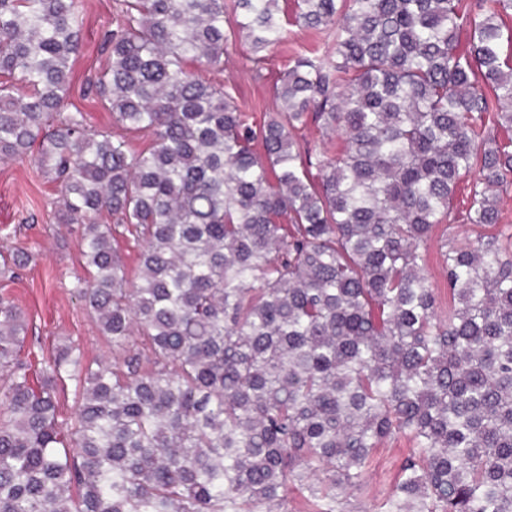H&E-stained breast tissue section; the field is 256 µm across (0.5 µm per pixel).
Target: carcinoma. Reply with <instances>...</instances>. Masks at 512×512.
I'll list each match as a JSON object with an SVG mask.
<instances>
[{"instance_id": "carcinoma-1", "label": "carcinoma", "mask_w": 512, "mask_h": 512, "mask_svg": "<svg viewBox=\"0 0 512 512\" xmlns=\"http://www.w3.org/2000/svg\"><path fill=\"white\" fill-rule=\"evenodd\" d=\"M234 11L227 29L224 0H113L87 91L136 149L66 109L79 0H0V160L57 184L88 273L72 288L124 353L23 357L0 298V512H281L292 487L344 512L398 436L381 512H512V141L488 133L512 130V0H296L334 55L296 57L259 121L202 75L232 38L256 65L281 43L278 0ZM312 121L345 147L302 146ZM463 188L483 231L441 253V316L427 242ZM56 393L60 402L62 418H68L74 413L78 401L73 382L68 379L58 382Z\"/></svg>"}]
</instances>
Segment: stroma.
Instances as JSON below:
<instances>
[{"label":"stroma","instance_id":"35a3bbf8","mask_svg":"<svg viewBox=\"0 0 512 512\" xmlns=\"http://www.w3.org/2000/svg\"><path fill=\"white\" fill-rule=\"evenodd\" d=\"M83 9L88 40L75 66L79 87L105 57L100 36L112 26V0H83ZM332 43V33L292 25L286 42L269 53L262 66H253L246 46L236 42L224 55L223 70L208 71L207 77L233 89L245 111L258 118L274 111L273 87L290 60L325 54ZM55 198L53 184L34 164L0 163V254L17 247L33 254L20 278L0 279V296L14 301L28 320L26 351L47 354L66 342L79 347L85 361L112 360V348L100 334L95 316L71 292L75 278L86 271L77 227L57 223ZM408 448L406 440L399 438L377 450L361 484L346 495L347 512H379Z\"/></svg>","mask_w":512,"mask_h":512}]
</instances>
